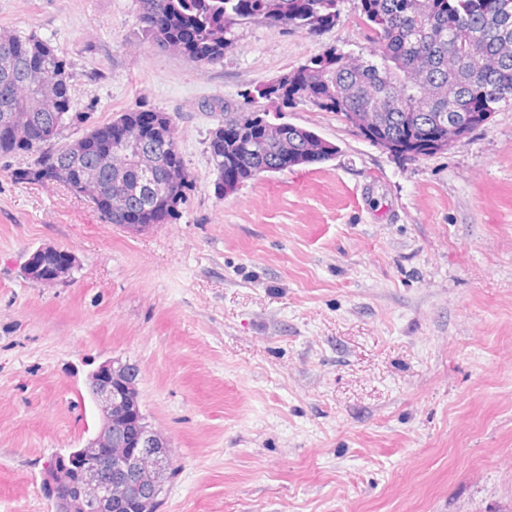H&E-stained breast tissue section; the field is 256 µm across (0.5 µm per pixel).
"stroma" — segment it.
<instances>
[{
  "instance_id": "stroma-1",
  "label": "stroma",
  "mask_w": 512,
  "mask_h": 512,
  "mask_svg": "<svg viewBox=\"0 0 512 512\" xmlns=\"http://www.w3.org/2000/svg\"><path fill=\"white\" fill-rule=\"evenodd\" d=\"M137 9L0 0V29L69 60L88 124L172 115L193 179L179 220L131 233L0 158V512H55L45 463L99 431L87 378L109 359L137 365L178 468L159 512H512V107L400 158L268 100L338 152L219 198L211 104L331 47L368 56L357 0L318 35L236 26L215 66L143 42ZM49 245L78 266L33 284Z\"/></svg>"
}]
</instances>
